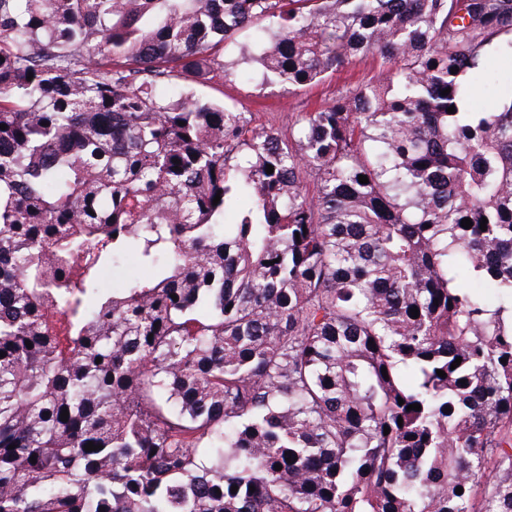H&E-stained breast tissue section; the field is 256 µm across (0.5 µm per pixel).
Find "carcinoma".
Returning <instances> with one entry per match:
<instances>
[{
	"mask_svg": "<svg viewBox=\"0 0 512 512\" xmlns=\"http://www.w3.org/2000/svg\"><path fill=\"white\" fill-rule=\"evenodd\" d=\"M245 31L267 84L378 70L284 139L195 92ZM504 42L512 0H0V512H512ZM489 71L492 79H481L472 87V99L477 106H493L497 104L499 94L506 86L509 70L512 68V55L503 51L492 55L489 59ZM499 79V82L494 79Z\"/></svg>",
	"mask_w": 512,
	"mask_h": 512,
	"instance_id": "cac0c4a2",
	"label": "carcinoma"
}]
</instances>
